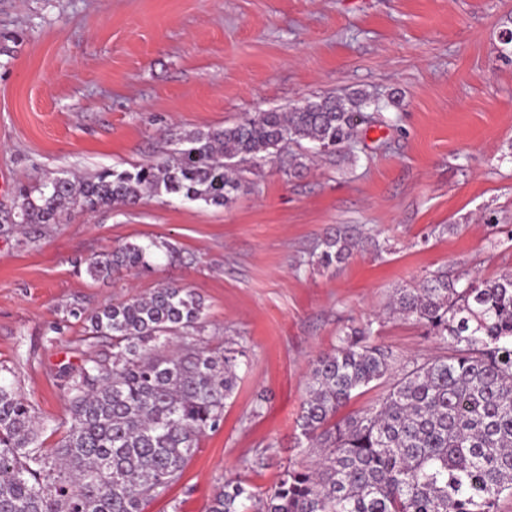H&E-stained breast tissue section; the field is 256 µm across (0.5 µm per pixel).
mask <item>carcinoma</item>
I'll return each instance as SVG.
<instances>
[{"label":"carcinoma","instance_id":"cac0c4a2","mask_svg":"<svg viewBox=\"0 0 512 512\" xmlns=\"http://www.w3.org/2000/svg\"><path fill=\"white\" fill-rule=\"evenodd\" d=\"M369 104L363 94L319 96L188 134L174 155L130 170L21 186L12 229L34 240L75 213L150 196L227 206L244 173L268 163L296 175L312 154L355 160ZM358 247L351 229H338L318 263L342 264ZM159 251L180 256L166 241L125 242L86 259L85 272L94 281L148 272ZM392 310L448 353L415 359L393 379V353L371 342V325L346 328L309 367L299 427L314 459L286 467L265 493L245 474L228 479L208 512H497L512 496V272L437 271L397 290ZM68 316L109 351L69 373L66 430L51 449L38 442L33 406L0 376V512H143L223 424L243 352L211 346L202 299L173 282ZM386 382L375 406L336 420L359 390Z\"/></svg>","mask_w":512,"mask_h":512}]
</instances>
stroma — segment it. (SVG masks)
<instances>
[{
	"mask_svg": "<svg viewBox=\"0 0 512 512\" xmlns=\"http://www.w3.org/2000/svg\"><path fill=\"white\" fill-rule=\"evenodd\" d=\"M505 27L512 0H0V224L20 183L129 169L184 133L307 98L363 91L380 104L357 161L326 157L296 177L263 166L229 206L152 197L75 214L33 243L0 233V367L34 407L39 442L64 431L65 369L102 350L68 309L162 282L194 289L212 345L245 348L247 363L221 428L144 512H206L226 478L266 491L310 461L297 426L309 362L345 326L371 324L401 363L444 354L390 303L438 270L512 272ZM346 225L361 250L316 264L322 238ZM148 239L182 261L105 283L74 266Z\"/></svg>",
	"mask_w": 512,
	"mask_h": 512,
	"instance_id": "obj_1",
	"label": "stroma"
}]
</instances>
